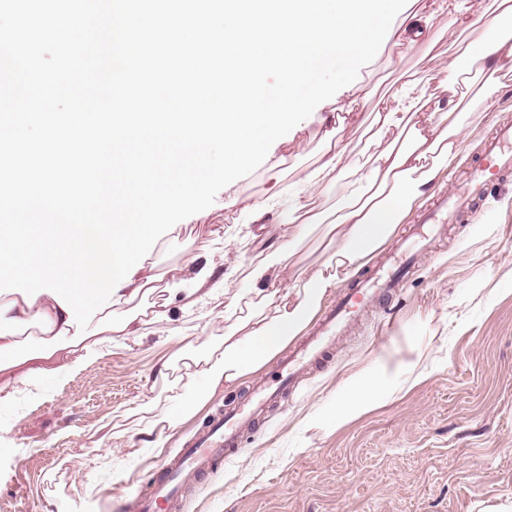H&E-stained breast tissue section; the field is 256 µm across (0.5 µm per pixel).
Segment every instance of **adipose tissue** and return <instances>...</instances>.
Listing matches in <instances>:
<instances>
[{
	"label": "adipose tissue",
	"mask_w": 512,
	"mask_h": 512,
	"mask_svg": "<svg viewBox=\"0 0 512 512\" xmlns=\"http://www.w3.org/2000/svg\"><path fill=\"white\" fill-rule=\"evenodd\" d=\"M512 19V0H498L494 14L486 21V40H466L458 31L463 26L462 11H454L444 33L455 48L448 67L467 62L484 77L487 85H499L511 75L512 33L500 36L496 30ZM447 96L446 106H432L438 96ZM485 100L483 89L462 95L447 85L417 82L405 88L394 103H381L374 114L375 138L367 147L363 162L349 164L346 148H339L300 183L301 200L289 211L281 242L265 261L250 265V292L234 288L223 274V260L198 263L195 255L185 257L186 265H197L196 279L207 284L219 278L224 286V348L220 354L194 359L196 374L207 383V391L237 387L244 378L260 371L269 360L291 343L311 322L321 302L354 269L362 266L380 249L399 224L406 207L426 194L437 178L442 163L453 156L463 139L465 114L478 111ZM343 169L347 174L346 197L326 225V244L314 274L298 273L285 287L274 281L287 269L296 246L311 236L314 224L305 216V198L321 185L326 171ZM66 311L49 294L26 304L21 294L0 296V346L19 341L28 328H38L49 339L66 331ZM107 337L94 335L55 351L50 358H35L0 370V393H12L55 372L58 362L75 359L83 363ZM431 363L423 357L387 362L374 369H363L345 376L338 385L332 410L326 415L305 416L307 425L339 428L392 399L401 386H415L430 377ZM206 393L190 397L171 392L169 400L176 414H161L163 429L174 428L180 419L193 415Z\"/></svg>",
	"instance_id": "1"
}]
</instances>
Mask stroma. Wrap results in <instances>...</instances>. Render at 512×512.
Returning <instances> with one entry per match:
<instances>
[{
	"instance_id": "obj_1",
	"label": "stroma",
	"mask_w": 512,
	"mask_h": 512,
	"mask_svg": "<svg viewBox=\"0 0 512 512\" xmlns=\"http://www.w3.org/2000/svg\"><path fill=\"white\" fill-rule=\"evenodd\" d=\"M454 0H407L375 58L364 66L334 108H316L270 148L253 173L224 187L205 220L188 217L181 231L162 236L149 252L156 275L144 308L165 312L138 335L120 337L95 360L62 365L39 393L23 390L0 400V512H123V504L153 479L216 407L231 408L248 384L220 391L169 431L164 448L144 447L127 429L125 411L154 401L142 414L150 427L165 411L169 364L181 391H202L204 380H183L189 358L213 351L224 339V294L205 306L196 297L186 253L206 258L223 248L225 266H237L247 287L249 263L279 243L288 200L277 213L257 215L250 201L301 181L347 147L357 158L370 135L374 105L413 80L452 83L454 71L433 72L448 58L446 26ZM428 20L430 34L407 40L411 17ZM486 110L464 117L458 154L444 163L428 194L414 202L382 253L394 251L417 212L447 193L482 149L497 124H512V86L487 87ZM177 293H170L171 284ZM496 289L492 302L473 296ZM462 303L467 322L448 319L449 302ZM436 354L428 381L334 432L308 428L307 413L327 408L346 374L374 367L383 350L408 359L412 350ZM512 508V172L480 205L478 221L443 225L433 256L420 259L389 297L372 305L316 367L272 404L243 437L237 456L210 477L189 479L179 512H485Z\"/></svg>"
}]
</instances>
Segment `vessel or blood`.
<instances>
[{
    "instance_id": "b4317fda",
    "label": "vessel or blood",
    "mask_w": 512,
    "mask_h": 512,
    "mask_svg": "<svg viewBox=\"0 0 512 512\" xmlns=\"http://www.w3.org/2000/svg\"><path fill=\"white\" fill-rule=\"evenodd\" d=\"M511 170L512 125H503L485 139L483 154L479 163L472 166L464 192L438 197L432 210L422 215V222H429L438 213L452 218L465 212L470 218H477V203L502 173ZM392 284L391 277L379 272L360 277L355 288L345 291L338 302L324 312L315 334L306 337L296 352L282 362L275 379L254 385L247 398L233 410L214 414L189 448L176 460L162 464L152 483L127 502L126 512H154L157 503L173 502L183 475L204 476L216 472L224 460L240 448L244 430L269 399L292 385L308 366L319 362L337 336L342 335L372 301L385 297Z\"/></svg>"
}]
</instances>
